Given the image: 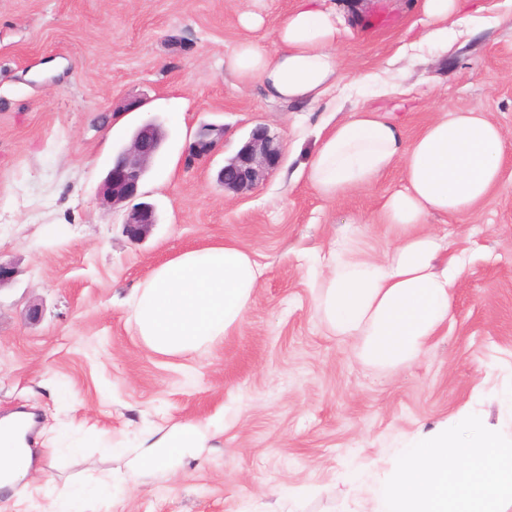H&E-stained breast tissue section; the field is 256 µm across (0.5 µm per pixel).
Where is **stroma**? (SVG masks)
Segmentation results:
<instances>
[{
    "instance_id": "stroma-1",
    "label": "stroma",
    "mask_w": 512,
    "mask_h": 512,
    "mask_svg": "<svg viewBox=\"0 0 512 512\" xmlns=\"http://www.w3.org/2000/svg\"><path fill=\"white\" fill-rule=\"evenodd\" d=\"M423 0H326L341 19L342 69L318 102L268 101L224 72L244 38L275 51L296 0H0V415L31 413L33 471L24 496L0 490V512H50L95 462L111 490L80 512H365L344 472L389 468L407 435L469 409L497 424L512 387V6L472 0L482 24L441 48L421 42ZM260 15L253 30L242 12ZM143 105L127 111L132 99ZM480 108L507 133L500 184L478 206L432 215L465 271L447 323L413 361L362 362L328 333L312 283L332 240H393L360 224L400 171L337 200L301 168L336 121L372 108L414 139L439 115ZM164 133L142 184L159 222L141 243L97 191L145 119ZM223 127L207 161L187 164L196 129ZM265 125L280 166L251 192L217 174ZM230 238L252 248L261 286L238 332L189 356L147 350L126 299L151 269ZM40 322L25 318L29 305ZM186 420L223 426L212 448L166 478L132 475L121 448L146 428ZM79 449L57 453L58 437Z\"/></svg>"
}]
</instances>
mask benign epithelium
Returning a JSON list of instances; mask_svg holds the SVG:
<instances>
[{
	"label": "benign epithelium",
	"instance_id": "obj_1",
	"mask_svg": "<svg viewBox=\"0 0 512 512\" xmlns=\"http://www.w3.org/2000/svg\"><path fill=\"white\" fill-rule=\"evenodd\" d=\"M162 128L153 120L142 123L130 143L113 159L112 167L101 184L98 197L103 207L125 208L121 223L122 233L134 244L144 241L158 223L154 207L148 203H134L141 196V184L150 163L163 144ZM224 141V127L203 124L188 147L193 160L206 161L217 145ZM282 160L279 141L270 135L267 127L252 129L248 140L236 155L224 163L217 180L226 190L246 193L252 190L265 174L278 168Z\"/></svg>",
	"mask_w": 512,
	"mask_h": 512
}]
</instances>
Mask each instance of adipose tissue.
I'll use <instances>...</instances> for the list:
<instances>
[{
	"label": "adipose tissue",
	"instance_id": "ef3b65f1",
	"mask_svg": "<svg viewBox=\"0 0 512 512\" xmlns=\"http://www.w3.org/2000/svg\"><path fill=\"white\" fill-rule=\"evenodd\" d=\"M467 2L424 0L430 23L424 39L447 44V22L464 13ZM339 37L336 13L325 0H298L277 30V51L241 40L225 56L224 70L258 83L268 100L316 102L336 83ZM505 139L502 126L479 109L435 118L408 143L395 122L364 109L336 122L321 139L306 177L324 198L369 187L392 166L401 170V187L385 196L374 218L397 229L395 245L371 254L347 244L316 285L321 321L334 335L355 339L365 361L393 367L413 360L447 322L464 266L448 259L444 245L422 226L428 216L463 214L489 195L501 180ZM262 275L253 251L232 239L157 265L129 302L143 345L185 356L223 341L242 325ZM220 434L196 420L144 430L128 467L138 475L170 472ZM30 464V448L0 441V488L20 493Z\"/></svg>",
	"mask_w": 512,
	"mask_h": 512
}]
</instances>
